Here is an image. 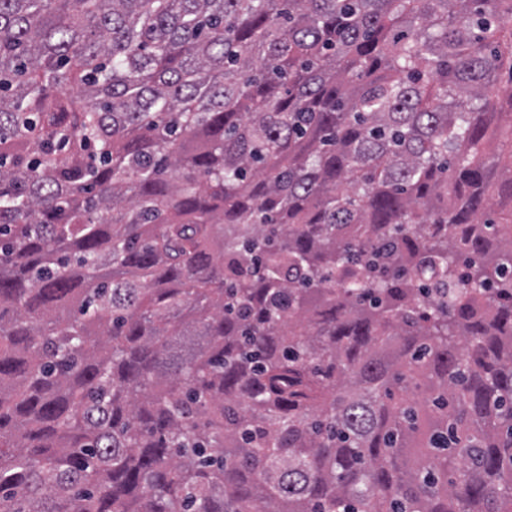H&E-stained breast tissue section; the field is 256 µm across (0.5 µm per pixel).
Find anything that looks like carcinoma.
<instances>
[{"instance_id":"1","label":"carcinoma","mask_w":512,"mask_h":512,"mask_svg":"<svg viewBox=\"0 0 512 512\" xmlns=\"http://www.w3.org/2000/svg\"><path fill=\"white\" fill-rule=\"evenodd\" d=\"M501 96L512 0H0V512H512Z\"/></svg>"}]
</instances>
